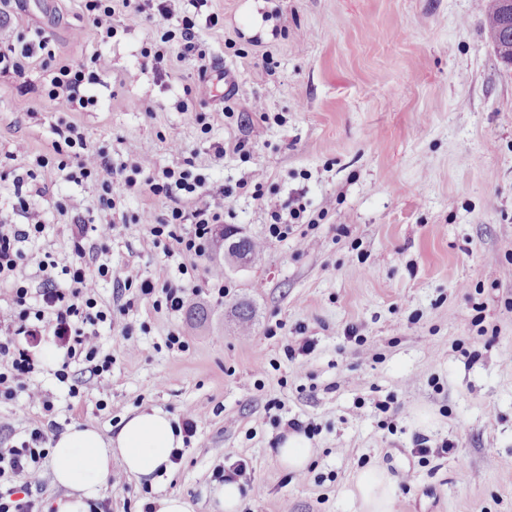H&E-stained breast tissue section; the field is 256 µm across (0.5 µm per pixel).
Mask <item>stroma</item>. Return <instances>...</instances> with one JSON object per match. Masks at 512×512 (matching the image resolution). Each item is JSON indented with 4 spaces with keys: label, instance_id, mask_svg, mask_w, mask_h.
Segmentation results:
<instances>
[{
    "label": "stroma",
    "instance_id": "35a3bbf8",
    "mask_svg": "<svg viewBox=\"0 0 512 512\" xmlns=\"http://www.w3.org/2000/svg\"><path fill=\"white\" fill-rule=\"evenodd\" d=\"M81 5L25 0L0 21L9 39L53 29L58 61L106 73L83 112L48 101L39 70L0 76V172L33 168L48 188L30 198L46 224L33 251L67 253L74 215L60 203L70 195L95 223L127 222L111 242L89 236L88 259L112 267L100 307L135 304L97 327L109 372L71 363L70 378L87 382L78 396L55 376L63 349L43 337L32 382L54 411L0 397V448L51 420L107 438L143 408L178 422L192 407L208 419L181 461L153 485L125 475L129 493L102 496L108 512L170 494L215 512L214 473L239 459L255 477L248 512H359L355 479L370 468L397 480L391 512H512V66L477 0H208L193 18L214 67L240 88L228 104L177 45L161 71L142 67L143 48L175 21L154 28L120 7L105 41L82 25ZM68 123L116 166L144 154L172 166L179 141L193 176L233 188L224 226L238 235L267 239L272 210L295 201L308 221L270 241L257 265L224 267L220 239L206 255L182 254L140 221L166 215L164 196L118 179L119 206L103 210L97 186L67 180L51 142ZM19 140L27 152L15 158ZM240 140L249 157L232 153ZM257 169L259 194L238 189ZM219 266L230 290L220 305L206 292ZM144 280L185 289L208 321L193 328L138 298ZM240 304L253 312L248 336L236 331ZM177 332L184 348L168 342ZM294 339L311 350L287 356ZM381 401L394 410L380 412ZM282 419L317 428L303 473L276 459Z\"/></svg>",
    "mask_w": 512,
    "mask_h": 512
}]
</instances>
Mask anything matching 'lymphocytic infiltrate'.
<instances>
[{
	"label": "lymphocytic infiltrate",
	"mask_w": 512,
	"mask_h": 512,
	"mask_svg": "<svg viewBox=\"0 0 512 512\" xmlns=\"http://www.w3.org/2000/svg\"><path fill=\"white\" fill-rule=\"evenodd\" d=\"M123 8L142 15L147 24L171 19L178 20L177 32L166 33L165 41H177L181 59L191 61L198 75H205L209 61L196 42L195 22L190 8L201 7L202 0H121ZM39 65L49 77V100L65 99L72 111L80 112L95 105L96 99L87 91L98 83L100 76L87 71L84 65L60 63L56 60L54 37L51 32L38 30L35 39L22 38L0 41V74L25 76L31 65ZM55 152H67L72 178L85 180L108 190L114 178H123L126 185H141L156 195H164L171 203L166 217L155 219L150 228L153 236L174 240L186 255H205L214 244L215 229L224 222V200L231 188H204L189 169V158H181L173 166L157 169L146 156L138 158L130 175H122L101 150L94 148L77 125L56 128ZM34 173L13 178L14 209L24 221L16 224L0 218V283L12 286L11 303L0 309V395L13 398L24 395L27 403L41 405L51 411L52 405L40 388L31 386L30 379L37 369L32 353L42 337L55 336L66 349L67 360L84 359L93 365V373L110 370L111 358H99L98 323L107 321L108 314L97 307L102 281L110 279L108 265H91L86 259L85 240L96 234L107 242L124 235L126 225L95 224L82 218V199L69 197L67 209L78 218L72 232L70 252L63 260L44 256L37 266L43 274L38 292L16 283L15 275L27 258L25 247L45 230L39 212L31 210L30 194L45 195L46 187L36 185ZM54 424L31 431L20 446L0 450V480L23 477L29 490L42 484L40 463L47 456L46 444Z\"/></svg>",
	"instance_id": "1"
}]
</instances>
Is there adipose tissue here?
<instances>
[{"mask_svg":"<svg viewBox=\"0 0 512 512\" xmlns=\"http://www.w3.org/2000/svg\"><path fill=\"white\" fill-rule=\"evenodd\" d=\"M182 445L178 426L157 408L127 417L109 439L92 428L69 426L52 448L54 480L67 490L66 497L57 502L58 512H88L90 501L106 488L116 459L125 472L155 483L160 473L169 470L172 450ZM355 489L360 512H391L396 485L385 471L361 472Z\"/></svg>","mask_w":512,"mask_h":512,"instance_id":"1","label":"adipose tissue"}]
</instances>
